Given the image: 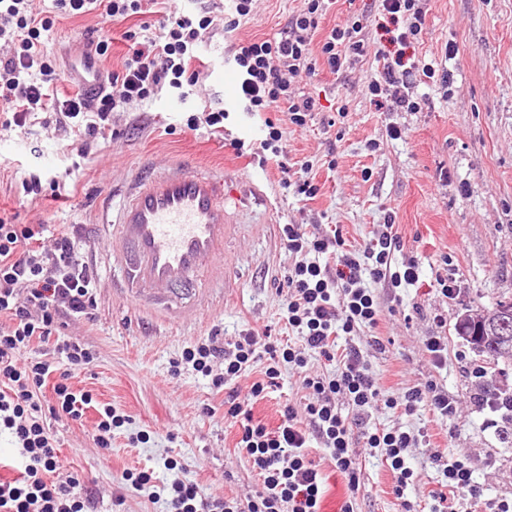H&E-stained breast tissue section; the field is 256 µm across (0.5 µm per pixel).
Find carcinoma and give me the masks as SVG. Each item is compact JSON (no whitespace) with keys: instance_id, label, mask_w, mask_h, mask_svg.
Masks as SVG:
<instances>
[{"instance_id":"1","label":"carcinoma","mask_w":512,"mask_h":512,"mask_svg":"<svg viewBox=\"0 0 512 512\" xmlns=\"http://www.w3.org/2000/svg\"><path fill=\"white\" fill-rule=\"evenodd\" d=\"M506 304L512 308V299L499 301L475 316L465 314L455 324L456 334L489 365L512 363V315H499V308Z\"/></svg>"}]
</instances>
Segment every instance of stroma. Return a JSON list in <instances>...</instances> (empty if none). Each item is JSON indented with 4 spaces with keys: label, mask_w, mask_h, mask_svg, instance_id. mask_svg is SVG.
Listing matches in <instances>:
<instances>
[{
    "label": "stroma",
    "mask_w": 512,
    "mask_h": 512,
    "mask_svg": "<svg viewBox=\"0 0 512 512\" xmlns=\"http://www.w3.org/2000/svg\"><path fill=\"white\" fill-rule=\"evenodd\" d=\"M306 3L253 0L249 19L228 33L225 0H193L192 9L210 11L216 22L201 48L197 85L184 98L166 87L152 100L112 113L111 137L97 140L89 153H81L79 138L51 113L35 116L23 130L0 125V213L21 224L74 228L98 281L91 318L68 319L61 331L63 339L95 355L87 369L72 373L70 384L91 391L128 422L103 449L94 441L95 409L77 421L47 419L59 441L57 473L79 475L93 512H165L152 488H133L124 475L150 470L158 481H169V458L177 459L203 495L243 499L259 491L261 480L224 416L225 397L237 391L255 420L272 430L285 404L304 410L305 374H331L334 366L316 356L303 370L280 363L278 387L253 402L251 387L263 380L265 362L228 389L213 384L224 373L223 360H214L207 377L173 364L185 347L210 336L221 346L248 331L261 345L270 334L288 339L281 313L293 257L282 225H301L310 236L339 229L345 249L358 252L389 220L401 242L394 261L417 263L419 281L398 288L373 284L378 324L347 342L361 350L365 366L389 394L398 397L433 382L459 401L462 418L443 419L426 401L409 414L373 408L363 430L399 429L414 436L408 454L416 483L397 499L392 472L368 455L357 432V485H349L322 448L308 451L323 476L322 505L329 512L347 503L354 512H402L406 499L415 512H441L443 470L453 458L467 463L479 489L477 496L463 495L460 512H499L500 505H512V444L488 428L476 399L475 369L483 359L454 331L466 309L512 298V0H418L425 23L416 56L434 64L436 75L410 80L405 92L416 107L397 112L379 110L368 93L378 75L375 53L383 45L379 0H335L319 19L316 39L357 19L366 54L339 72L322 67L295 80L296 94L318 104L306 125L292 124L284 110L243 111L237 98L227 97L223 81L236 73L230 61L235 46L272 37ZM142 21L135 15L105 24L94 13L59 18L47 47L67 59L83 46L79 31L106 28L112 51L101 66L116 71L127 53L124 32ZM223 108L229 112L223 131L187 128L190 112ZM270 121L283 132L280 162L257 155ZM391 125L400 129L399 139L390 138ZM238 142L244 145L240 154ZM178 157L232 176L246 173L264 199L249 201L245 222L228 243L231 286L211 296V316L171 327L151 321L122 296L112 243L100 232L99 206L142 161L161 167ZM34 176L42 182L37 196L23 190ZM55 180L63 190L52 189ZM305 180L317 188L308 200L296 193ZM440 276L452 279L453 294L442 293ZM431 336L447 339L444 366H435L426 349ZM138 432L145 442H131Z\"/></svg>",
    "instance_id": "obj_1"
}]
</instances>
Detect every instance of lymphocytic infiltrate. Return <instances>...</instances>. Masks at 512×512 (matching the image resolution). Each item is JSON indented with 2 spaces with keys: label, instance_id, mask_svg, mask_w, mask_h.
I'll return each instance as SVG.
<instances>
[{
  "label": "lymphocytic infiltrate",
  "instance_id": "1",
  "mask_svg": "<svg viewBox=\"0 0 512 512\" xmlns=\"http://www.w3.org/2000/svg\"><path fill=\"white\" fill-rule=\"evenodd\" d=\"M331 0H307V8L293 15L277 36L236 46L233 60L239 76V98L249 112L287 108L291 123L305 125L316 104L290 89L288 76L314 73L317 66L339 72L347 57L364 55L360 22L332 29L320 49L311 43L318 20ZM387 19L388 48L377 50L381 63L378 79L368 86L376 105L387 112L410 107L403 89L416 74L433 78L431 66H419L414 40L422 31L424 15L416 0H381ZM58 14L94 13L102 19L123 20L159 9L162 19L153 38L141 40L127 30L129 44L121 70L109 73L106 87L95 93L79 91L59 97V80L45 41L54 26L52 17L34 13L31 0H0V42L11 51L0 56V113L14 126L25 127L30 116L55 111L57 121L70 125L82 140L83 150L110 129L112 112L153 97L162 87L175 90L195 86L199 74L191 63L213 25L207 11L191 12L181 0H54ZM294 263L288 271L283 319L300 336L301 345L270 343L256 352L252 335L237 339L232 348L198 342L187 347L182 359L196 372L209 374L213 359L224 361V375L217 386L233 381L261 357H268L265 378L251 388L252 398L275 386L280 362L305 366L306 353L337 365L336 375L309 374L303 385L309 393L304 414L286 404L276 430L255 421L251 409L230 393L226 411L241 434L245 450L262 488L246 499L206 498L197 484L177 477L163 483L166 512H320L322 478L307 457L310 439H318L349 484L359 481L357 454L351 446L352 425L338 410L336 393L348 397L358 415L377 405L413 412L429 401L443 417L459 418L454 397L435 384L414 387L395 397L382 389L363 364L355 346L340 347L339 337L376 325L379 306L372 283L412 285L418 268L408 263L393 268L397 239L391 225L371 239L362 254L344 250L340 235L308 237L300 225L282 227ZM97 281L68 231L48 224H16L0 216V429L8 430L21 450L19 478L0 480V512H89L90 501L79 492L80 479L70 474L56 478L58 440L45 423L44 414L80 419L92 407L90 392L74 391L68 383L72 370L93 362L91 352L57 338L64 319L88 316ZM54 342L65 358L66 370L45 361L19 365L18 357L34 342ZM364 445L380 457L394 474L396 497H403L417 475L406 459L413 438L405 431L373 429Z\"/></svg>",
  "mask_w": 512,
  "mask_h": 512
}]
</instances>
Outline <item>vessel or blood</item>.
I'll use <instances>...</instances> for the list:
<instances>
[{"instance_id": "1", "label": "vessel or blood", "mask_w": 512, "mask_h": 512, "mask_svg": "<svg viewBox=\"0 0 512 512\" xmlns=\"http://www.w3.org/2000/svg\"><path fill=\"white\" fill-rule=\"evenodd\" d=\"M67 79L96 89L102 69L81 53ZM253 183L238 188L231 177L199 171L184 160L156 168L142 163L102 221L112 240V258L121 267L125 291L135 306L152 304L165 323L178 325L187 313L205 317L212 285L226 284L231 264L227 241L239 227L244 195H257ZM193 287V311L183 295Z\"/></svg>"}]
</instances>
